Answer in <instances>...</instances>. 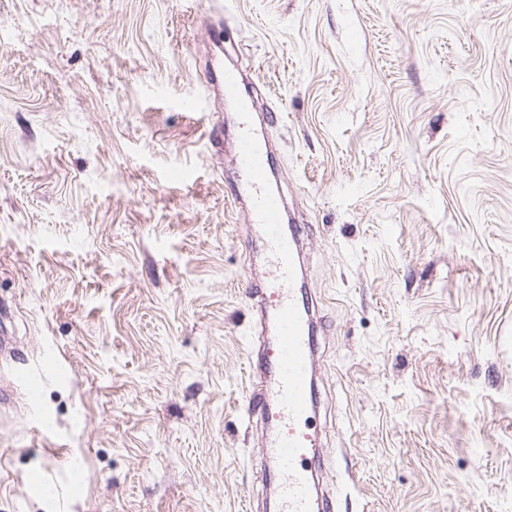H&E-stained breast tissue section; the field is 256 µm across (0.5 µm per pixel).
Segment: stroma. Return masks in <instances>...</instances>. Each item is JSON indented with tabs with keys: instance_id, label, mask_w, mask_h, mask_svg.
I'll return each instance as SVG.
<instances>
[{
	"instance_id": "stroma-1",
	"label": "stroma",
	"mask_w": 512,
	"mask_h": 512,
	"mask_svg": "<svg viewBox=\"0 0 512 512\" xmlns=\"http://www.w3.org/2000/svg\"><path fill=\"white\" fill-rule=\"evenodd\" d=\"M212 67L306 227L334 512H512V0H0V512L276 501ZM208 78L211 83L219 85L231 97L236 95L239 83L243 80L242 74L235 69H221L218 71L209 69ZM15 381L24 389L34 403L38 402L44 381V372L42 370L21 369L16 373Z\"/></svg>"
}]
</instances>
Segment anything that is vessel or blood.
I'll list each match as a JSON object with an SVG mask.
<instances>
[{
    "instance_id": "obj_1",
    "label": "vessel or blood",
    "mask_w": 512,
    "mask_h": 512,
    "mask_svg": "<svg viewBox=\"0 0 512 512\" xmlns=\"http://www.w3.org/2000/svg\"><path fill=\"white\" fill-rule=\"evenodd\" d=\"M210 82L236 95L242 75L235 69L209 70ZM274 152L267 141L242 129L235 141V163L247 179L245 191L233 201H248L249 223L257 225L262 244L273 260L270 282L256 284L253 294L262 327L273 339L261 355L259 378L274 376L273 392L254 389L246 407L249 418L262 424L266 455L277 466L279 512H328L331 497L319 492L315 476L322 466L316 449L319 440L310 433L306 419L315 409L313 361L316 338L308 292L298 284L299 247L303 225L290 222L284 198L265 190ZM16 382L31 400H39L44 373L24 368Z\"/></svg>"
}]
</instances>
